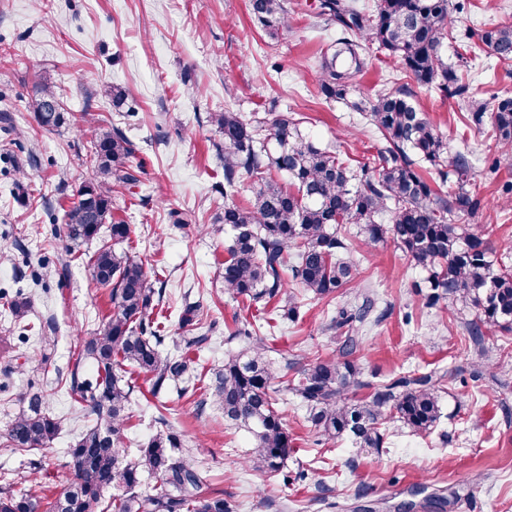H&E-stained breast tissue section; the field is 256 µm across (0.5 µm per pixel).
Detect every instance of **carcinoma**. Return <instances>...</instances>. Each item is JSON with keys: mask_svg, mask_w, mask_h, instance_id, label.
<instances>
[{"mask_svg": "<svg viewBox=\"0 0 512 512\" xmlns=\"http://www.w3.org/2000/svg\"><path fill=\"white\" fill-rule=\"evenodd\" d=\"M249 9L271 37L289 28L288 0H249ZM461 10L450 0H376L372 10L357 0H320L318 17L336 27V40L319 58L316 84L325 99L368 116L383 142L370 162L352 166L339 153L317 145L284 114L271 120L267 138L261 136L264 121L259 117L247 120L228 107L210 114L220 136L215 151L224 165V212L201 230L228 235L225 292L260 310L283 302L284 315L295 317L290 285L327 297L355 281L358 261L349 244L354 226L370 244L392 240L427 273L426 307L451 301L474 310L476 320L468 325L473 339L481 338L485 326L512 331V268L496 265L490 234L459 223L482 205L471 188L468 155L449 150L431 120L410 102L406 86L382 91L365 103L350 101L366 54L376 46L388 51L418 85L463 100L472 124L480 126L489 118L499 145L511 151L512 96L469 99L465 74L441 55L444 40L454 38L453 12ZM466 39L483 45L496 59L512 62V24L473 29ZM29 108L45 130L69 122L47 82L33 87ZM136 150L118 126L91 128L88 163L93 178L79 185L76 200L65 211L70 241L92 240L106 223L112 241L129 238V225L111 219L112 194L136 186L137 172L127 165ZM246 177L253 199L239 206L232 198ZM87 265L96 285L110 290L112 314L80 354L94 366L93 379L79 380L78 363L71 372L85 420L70 448L71 477L51 501L0 492V512H231L224 498L203 492L205 472L170 431L138 449L137 459L125 460L122 437L135 390L125 367L149 378L154 397L185 383L194 369L179 348L163 347L153 321L162 289L154 287L140 259L105 243ZM371 306L367 299L363 309L332 321L338 351L307 361L289 387L276 375L261 339L228 356L213 372L209 390L224 421L246 428L254 438L246 461L252 471L278 473L293 452V438L276 410L286 390L307 408L324 441L350 436L356 447L378 452L387 444V419L417 435L439 422L436 382L428 374L406 373L378 385L361 402H349V392L362 386L352 355ZM8 307L18 339L27 341L30 301L18 292ZM200 312L199 303H186L182 329L192 331ZM22 402L7 446L25 452L50 448L65 429L63 420L47 412L42 390L26 392ZM146 475L155 480L148 495L140 492ZM110 488L116 494L107 498Z\"/></svg>", "mask_w": 512, "mask_h": 512, "instance_id": "carcinoma-1", "label": "carcinoma"}]
</instances>
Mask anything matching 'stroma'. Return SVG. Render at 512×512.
<instances>
[{
	"label": "stroma",
	"instance_id": "obj_1",
	"mask_svg": "<svg viewBox=\"0 0 512 512\" xmlns=\"http://www.w3.org/2000/svg\"><path fill=\"white\" fill-rule=\"evenodd\" d=\"M296 2L289 29L272 38L252 20L248 0H0V115L11 117L0 128V294L23 290L31 324L52 339L46 347L33 336L0 348V491L21 495L40 485L56 495L70 473L68 449L83 422L68 378L74 371L91 378V363L76 358L112 303L83 259L96 242H70L63 216L78 185L93 176L89 129L102 119L125 128L137 144L129 164L142 183L116 196L113 214L131 228L124 249L164 283L155 309L164 345L182 343L178 316L187 301L201 302L209 337L191 353L200 377L186 391L156 398L138 377L123 437L128 459L160 430L177 433L185 453L205 469L207 491L222 493L232 512H397L407 501L414 512H512V332L489 329L475 343L464 327L474 312L425 307L416 290L424 274L393 241L371 246L352 238L359 287L323 299L298 293L292 321L265 323L245 300L224 292V241L199 231L224 210L210 113L229 106L248 118L290 115L317 144L356 163L371 160L380 144L351 104L319 94L315 65L336 30L318 17L319 0ZM504 22H512V0H467L444 59L456 64L468 30ZM38 81L60 93L68 125L38 127L27 105ZM115 85L127 89L134 117L113 110ZM401 85L412 87L414 105L450 150L469 154L482 200L474 224L488 228L495 242L512 241V153L496 148L491 124H467L456 100L414 85L387 52L369 51L352 98L366 101ZM468 94L480 101L512 96V65L485 55L473 60ZM366 295L381 319L359 338L362 386L352 400L399 374L429 373L439 383L437 426L418 436L389 423L388 444L379 452L347 437L324 442L288 392L279 406L294 439L285 469L306 477L286 483L281 474L251 471L245 460L254 440L225 426L223 411L206 395V372L248 346L246 328L264 337L279 377L292 380L297 364L333 353L332 318ZM43 354L46 369L33 371L32 359ZM32 388L48 393V413L68 419L38 473L31 470L33 455L5 440L22 393ZM451 490L458 497L445 508L428 503V496Z\"/></svg>",
	"mask_w": 512,
	"mask_h": 512
}]
</instances>
